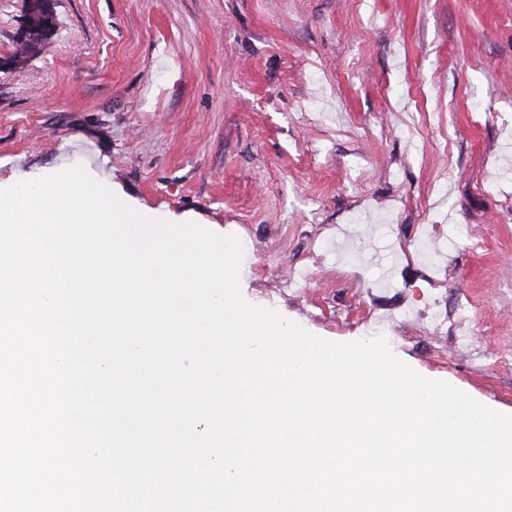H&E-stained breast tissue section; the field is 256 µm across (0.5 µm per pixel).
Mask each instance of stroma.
<instances>
[{
	"label": "stroma",
	"instance_id": "stroma-1",
	"mask_svg": "<svg viewBox=\"0 0 512 512\" xmlns=\"http://www.w3.org/2000/svg\"><path fill=\"white\" fill-rule=\"evenodd\" d=\"M0 186L80 162L237 235L249 303L512 414V0H45Z\"/></svg>",
	"mask_w": 512,
	"mask_h": 512
}]
</instances>
